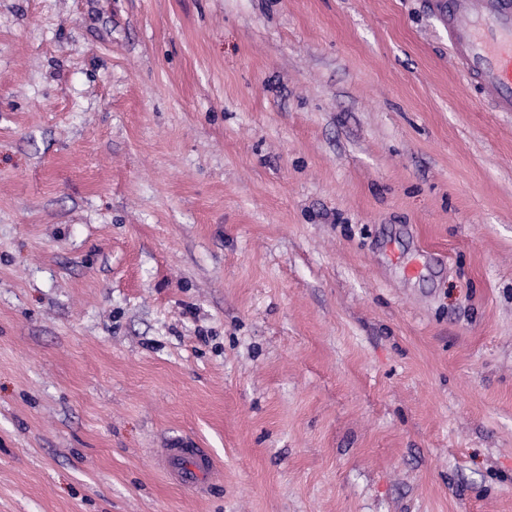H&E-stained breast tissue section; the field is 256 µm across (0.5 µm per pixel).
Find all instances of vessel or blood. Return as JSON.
I'll return each instance as SVG.
<instances>
[{
  "mask_svg": "<svg viewBox=\"0 0 512 512\" xmlns=\"http://www.w3.org/2000/svg\"><path fill=\"white\" fill-rule=\"evenodd\" d=\"M448 27L455 67L477 85L493 112H512V0H432ZM177 482L198 489L213 473L203 449L185 442L158 455Z\"/></svg>",
  "mask_w": 512,
  "mask_h": 512,
  "instance_id": "vessel-or-blood-1",
  "label": "vessel or blood"
}]
</instances>
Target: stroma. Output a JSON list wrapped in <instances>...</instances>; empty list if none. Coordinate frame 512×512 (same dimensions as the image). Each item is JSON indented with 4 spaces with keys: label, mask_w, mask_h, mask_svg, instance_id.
<instances>
[{
    "label": "stroma",
    "mask_w": 512,
    "mask_h": 512,
    "mask_svg": "<svg viewBox=\"0 0 512 512\" xmlns=\"http://www.w3.org/2000/svg\"><path fill=\"white\" fill-rule=\"evenodd\" d=\"M0 512H512V112L427 0H0ZM159 464L177 482L200 489L203 481L213 473V463L202 448L177 442L170 448H161Z\"/></svg>",
    "instance_id": "1"
}]
</instances>
